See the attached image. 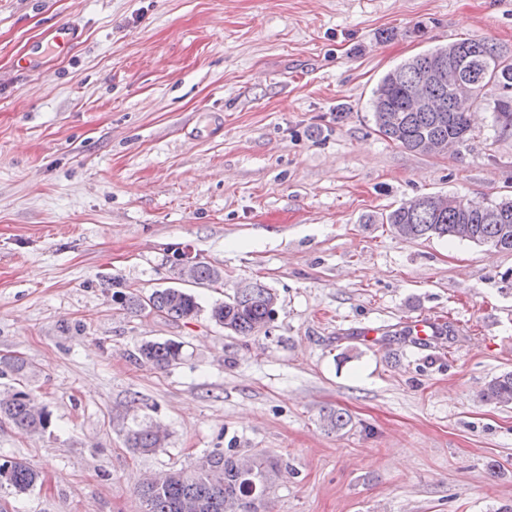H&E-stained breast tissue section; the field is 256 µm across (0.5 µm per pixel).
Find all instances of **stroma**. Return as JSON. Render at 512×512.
Wrapping results in <instances>:
<instances>
[{"instance_id":"stroma-1","label":"stroma","mask_w":512,"mask_h":512,"mask_svg":"<svg viewBox=\"0 0 512 512\" xmlns=\"http://www.w3.org/2000/svg\"><path fill=\"white\" fill-rule=\"evenodd\" d=\"M465 38L512 47V0H0V356L48 416L0 419V458L42 475L0 512H145L146 478L227 448L278 460L267 512L512 504V404L480 398L512 371V252L380 221L512 195L490 113L439 155L373 129L382 74ZM178 248L222 275L189 285L198 314L123 309L171 285ZM253 281L273 321L224 331L212 305ZM424 316L441 333L415 336ZM150 340L180 360L145 362ZM143 423L163 448L130 447ZM139 354L143 360L154 366L168 367L180 359L181 344L173 340L146 341L139 347Z\"/></svg>"}]
</instances>
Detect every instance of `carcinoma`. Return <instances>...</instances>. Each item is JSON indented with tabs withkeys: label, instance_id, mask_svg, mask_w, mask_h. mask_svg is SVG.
Masks as SVG:
<instances>
[{
	"label": "carcinoma",
	"instance_id": "1",
	"mask_svg": "<svg viewBox=\"0 0 512 512\" xmlns=\"http://www.w3.org/2000/svg\"><path fill=\"white\" fill-rule=\"evenodd\" d=\"M445 60L442 81L427 89L430 97L449 104L444 112L413 108L410 95L421 75L439 58ZM474 83V98L457 99L458 83ZM498 88L493 101L484 96L487 86ZM483 108L494 114L499 134L512 131V48L485 38H471L438 46L418 54L387 71L372 91L371 120L375 130L398 146L415 153H427L433 142L464 145L470 139V112ZM431 196L417 197L382 218L406 240L447 237L512 251V198L480 204L466 211L448 196V203L436 207ZM191 282L204 284L221 279L220 272L201 262L192 264ZM153 307L171 321L194 316L199 304L194 295L178 287L155 290L150 296ZM271 289L260 282L239 288L228 300L211 308L216 324L228 327L239 336H256L273 319L269 309ZM140 357L157 367H168L181 357V344L166 340L146 341L139 347ZM14 376L20 382L26 376V362L17 357L0 358V375ZM480 397L487 402L512 403V371L504 372L485 384ZM0 417L29 432L46 428L47 415L31 405L25 391L14 388L0 396ZM158 428L145 425L131 431L128 442L142 452L164 447L166 436ZM278 461L265 454L241 457L235 453L213 451L193 469H175L144 485L138 494L146 512H179L174 504L202 498L201 512H264L267 495L274 484ZM39 480V473L27 462L5 459L0 462V486L6 484L17 493H25Z\"/></svg>",
	"mask_w": 512,
	"mask_h": 512
}]
</instances>
